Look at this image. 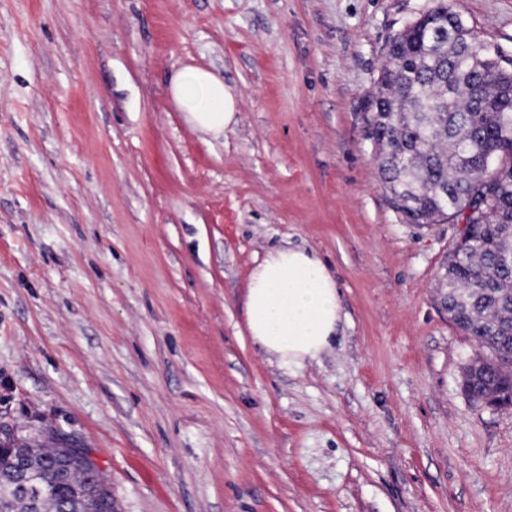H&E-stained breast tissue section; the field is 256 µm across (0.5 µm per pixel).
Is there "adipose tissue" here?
<instances>
[{
	"label": "adipose tissue",
	"instance_id": "1",
	"mask_svg": "<svg viewBox=\"0 0 512 512\" xmlns=\"http://www.w3.org/2000/svg\"><path fill=\"white\" fill-rule=\"evenodd\" d=\"M170 92L196 129L220 134L234 120L232 93L204 68L189 65L176 70ZM245 316L253 342L265 352L288 363L316 359L329 347L340 319L336 280L314 253L275 249L250 276Z\"/></svg>",
	"mask_w": 512,
	"mask_h": 512
}]
</instances>
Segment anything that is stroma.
<instances>
[{
    "instance_id": "stroma-1",
    "label": "stroma",
    "mask_w": 512,
    "mask_h": 512,
    "mask_svg": "<svg viewBox=\"0 0 512 512\" xmlns=\"http://www.w3.org/2000/svg\"><path fill=\"white\" fill-rule=\"evenodd\" d=\"M435 0H0V424L90 448L112 512H512V409L461 389L459 227L379 183L366 97ZM512 57V0H448ZM236 100L213 136L169 77ZM316 252L340 321L286 364L249 277ZM170 92L186 121L196 129L220 134L235 117L236 102L223 80L198 66H184L170 76Z\"/></svg>"
}]
</instances>
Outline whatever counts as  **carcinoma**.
<instances>
[{"label": "carcinoma", "mask_w": 512, "mask_h": 512, "mask_svg": "<svg viewBox=\"0 0 512 512\" xmlns=\"http://www.w3.org/2000/svg\"><path fill=\"white\" fill-rule=\"evenodd\" d=\"M375 162L393 208L412 224L469 212L439 285L451 321L483 351L472 401L509 389L512 355V60L482 41L438 0L386 44L367 100ZM29 466L51 471L58 446H24ZM12 456H0V512H112L102 473L74 465L54 498L15 491Z\"/></svg>", "instance_id": "obj_1"}]
</instances>
